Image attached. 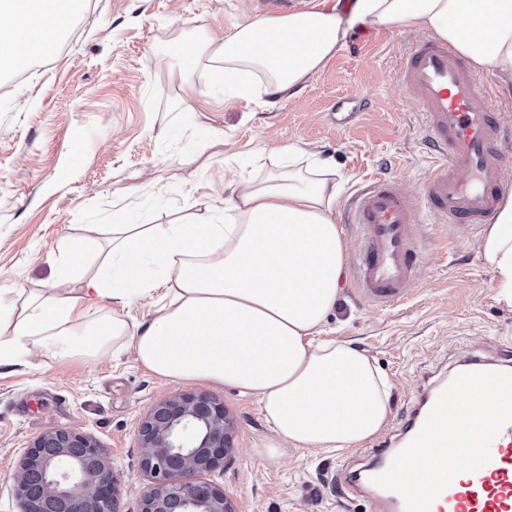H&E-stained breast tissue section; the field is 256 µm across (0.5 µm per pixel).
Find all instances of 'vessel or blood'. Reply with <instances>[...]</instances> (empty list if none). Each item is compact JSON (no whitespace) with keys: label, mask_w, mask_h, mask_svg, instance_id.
Masks as SVG:
<instances>
[{"label":"vessel or blood","mask_w":512,"mask_h":512,"mask_svg":"<svg viewBox=\"0 0 512 512\" xmlns=\"http://www.w3.org/2000/svg\"><path fill=\"white\" fill-rule=\"evenodd\" d=\"M397 82L420 110L425 146L435 159L421 190L424 206L441 224L485 223L505 189L501 169L505 149L512 145V127L502 124L492 88L452 46L429 37L403 54ZM347 219L356 224L361 239L353 269L356 292L383 307L401 302L416 278L417 224L400 183L376 178L356 196ZM462 370L512 372V350L493 363L469 356L462 369L434 376L410 406L398 436L375 439L366 464L342 468L343 485L364 498L371 512H404L401 496L372 478L412 441L439 393ZM490 455L479 470L456 476L430 512H512V424L492 442Z\"/></svg>","instance_id":"1"}]
</instances>
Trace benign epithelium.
<instances>
[{"mask_svg":"<svg viewBox=\"0 0 512 512\" xmlns=\"http://www.w3.org/2000/svg\"><path fill=\"white\" fill-rule=\"evenodd\" d=\"M233 429L224 403L209 393L159 401L139 429L141 467L151 478L141 512H235L224 490L188 480L224 463ZM119 485L92 435L56 429L24 452L15 495L20 512H118Z\"/></svg>","mask_w":512,"mask_h":512,"instance_id":"7a95c632","label":"benign epithelium"}]
</instances>
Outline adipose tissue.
<instances>
[{
  "label": "adipose tissue",
  "instance_id": "ef3b65f1",
  "mask_svg": "<svg viewBox=\"0 0 512 512\" xmlns=\"http://www.w3.org/2000/svg\"><path fill=\"white\" fill-rule=\"evenodd\" d=\"M89 0H0V72L51 56ZM351 20L419 29L491 71L512 91V0H354ZM346 36L335 10L311 8L236 24L223 37L172 44L180 102L193 109L201 56L211 88L237 97H292ZM273 168L254 159L232 196L187 224H127L109 231L99 272L81 294L66 285L89 251L72 241L56 276L23 304L0 292V367L34 352L97 357L127 341L137 362L163 379L208 381L256 396L274 433L269 456L288 449L336 451L376 435L390 412L386 378L355 343L321 339L340 298L346 245L334 220L343 175L294 146L275 149ZM512 308V189L479 244ZM161 293L147 323L90 316L93 301L129 305Z\"/></svg>",
  "mask_w": 512,
  "mask_h": 512
}]
</instances>
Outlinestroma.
<instances>
[{
	"instance_id": "1",
	"label": "stroma",
	"mask_w": 512,
	"mask_h": 512,
	"mask_svg": "<svg viewBox=\"0 0 512 512\" xmlns=\"http://www.w3.org/2000/svg\"><path fill=\"white\" fill-rule=\"evenodd\" d=\"M309 0H91L57 53L17 76L0 75V290L43 287L53 260L91 224H182L197 202L222 204L251 155L295 145L336 164L344 207L373 179L399 180L419 224L418 277L399 304L380 307L343 286L327 335L364 349L389 378L395 435L424 375L465 356L497 358L512 338V309L478 253L481 226L436 224L419 190L431 166L424 134L394 80L401 52L417 36L392 26L349 27L342 46L293 97L268 107L212 92L187 111L179 102L176 41L201 42L240 22L305 10ZM360 95L355 124L328 111ZM205 391L235 421L226 465L200 474L224 490L236 512H369L344 494L341 465L363 447L336 453L257 455L272 439L254 397L209 382L161 379L130 348L98 358L41 354L0 368V512H19L15 481L29 444L52 429L93 435L120 478L119 512H140L150 479L141 468L139 427L161 399Z\"/></svg>"
}]
</instances>
